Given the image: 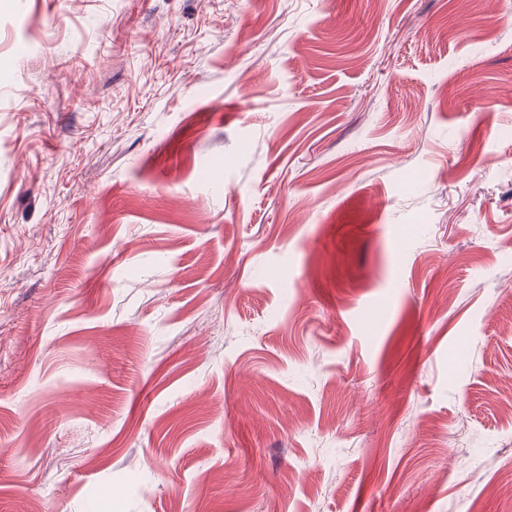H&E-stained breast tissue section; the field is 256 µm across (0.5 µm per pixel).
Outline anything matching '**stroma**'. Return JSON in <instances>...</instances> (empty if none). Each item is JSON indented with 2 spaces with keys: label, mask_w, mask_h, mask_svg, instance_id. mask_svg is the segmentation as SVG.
Returning a JSON list of instances; mask_svg holds the SVG:
<instances>
[{
  "label": "stroma",
  "mask_w": 512,
  "mask_h": 512,
  "mask_svg": "<svg viewBox=\"0 0 512 512\" xmlns=\"http://www.w3.org/2000/svg\"><path fill=\"white\" fill-rule=\"evenodd\" d=\"M512 0H0V512H512Z\"/></svg>",
  "instance_id": "stroma-1"
}]
</instances>
